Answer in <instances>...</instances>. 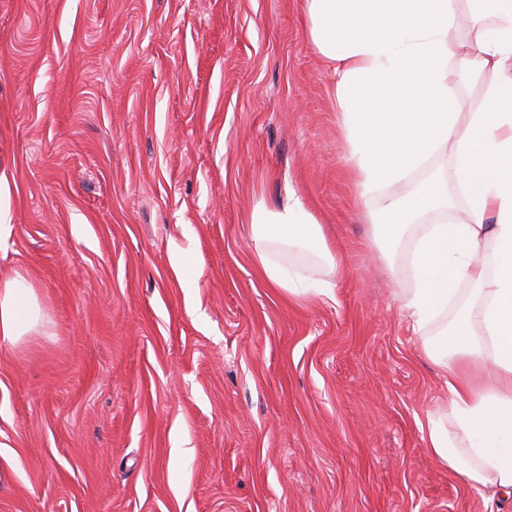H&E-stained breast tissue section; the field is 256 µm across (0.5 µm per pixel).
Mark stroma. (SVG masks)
<instances>
[{"mask_svg": "<svg viewBox=\"0 0 512 512\" xmlns=\"http://www.w3.org/2000/svg\"><path fill=\"white\" fill-rule=\"evenodd\" d=\"M305 0H0V512H512L429 451L444 375L369 238ZM343 266L295 298L249 216ZM250 239L254 257L273 286L294 297L333 295L334 281L317 279L307 270L287 271L280 259L294 252L306 257L311 267H324L332 275L337 272L338 262L322 224L301 196L293 192L280 210L257 205L250 217ZM0 288V340L13 343L38 326L40 308L33 287L22 276L4 281Z\"/></svg>", "mask_w": 512, "mask_h": 512, "instance_id": "obj_1", "label": "stroma"}]
</instances>
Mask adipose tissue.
<instances>
[{
	"label": "adipose tissue",
	"mask_w": 512,
	"mask_h": 512,
	"mask_svg": "<svg viewBox=\"0 0 512 512\" xmlns=\"http://www.w3.org/2000/svg\"><path fill=\"white\" fill-rule=\"evenodd\" d=\"M454 0H305V30L331 62L339 112L368 203L370 238L411 285L397 298L423 354L448 374L447 418L428 417L432 455L487 501L512 493V0H468L466 49L452 47ZM488 78L492 111L463 112L448 77ZM452 154L451 168L414 173ZM463 203L448 214L449 190ZM253 254L270 283L295 297L332 295L338 262L298 194L256 206ZM322 267L286 270L290 253ZM40 308L21 276L0 283V340L33 331Z\"/></svg>",
	"instance_id": "adipose-tissue-1"
}]
</instances>
